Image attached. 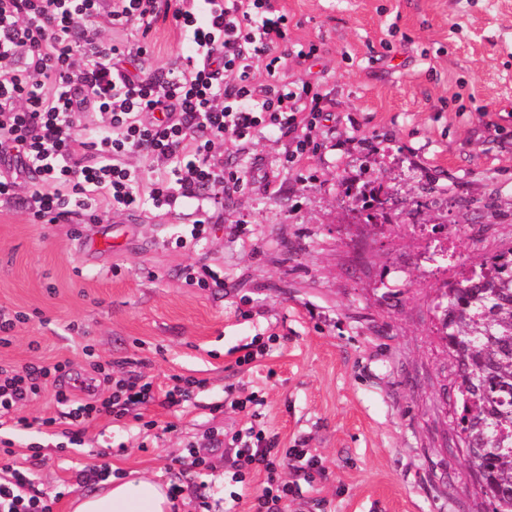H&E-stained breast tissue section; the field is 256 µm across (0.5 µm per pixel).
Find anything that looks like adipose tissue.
I'll list each match as a JSON object with an SVG mask.
<instances>
[{
    "label": "adipose tissue",
    "instance_id": "1",
    "mask_svg": "<svg viewBox=\"0 0 512 512\" xmlns=\"http://www.w3.org/2000/svg\"><path fill=\"white\" fill-rule=\"evenodd\" d=\"M167 485L150 479H110L103 488L78 496L73 512H173Z\"/></svg>",
    "mask_w": 512,
    "mask_h": 512
}]
</instances>
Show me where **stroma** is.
<instances>
[{"label": "stroma", "mask_w": 512, "mask_h": 512, "mask_svg": "<svg viewBox=\"0 0 512 512\" xmlns=\"http://www.w3.org/2000/svg\"><path fill=\"white\" fill-rule=\"evenodd\" d=\"M289 35L319 52L294 78L323 83L333 114L323 144L284 169L289 139L224 147L248 170L224 194V221L204 250L167 236L188 213L134 210L104 224H42L28 210L0 214V308L24 315L0 364L68 362L88 373L84 346L114 375L168 388L203 379L189 402L154 401L140 419L103 416L64 446L62 411L47 388L11 432L12 463L33 494L69 512L96 491L80 470L109 465L180 486L181 512H223L238 484L233 456L206 445L209 428L248 427L226 394L262 399L281 447L304 442L322 461L286 512H482L465 454L444 448L448 353L433 306L441 280L461 268H425L417 225L447 227L468 263L512 246V0H282ZM127 38L152 54L146 73L178 52L168 24ZM390 191L387 224L349 209L348 191ZM240 225L230 233V225ZM112 236L119 251L91 253ZM206 264L220 287H187ZM266 342L254 365L237 357ZM203 447L209 469L182 462Z\"/></svg>", "instance_id": "stroma-1"}]
</instances>
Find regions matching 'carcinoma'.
Returning <instances> with one entry per match:
<instances>
[{"label": "carcinoma", "instance_id": "obj_1", "mask_svg": "<svg viewBox=\"0 0 512 512\" xmlns=\"http://www.w3.org/2000/svg\"><path fill=\"white\" fill-rule=\"evenodd\" d=\"M452 359L454 424L476 493L512 512V247L461 273L434 306Z\"/></svg>", "mask_w": 512, "mask_h": 512}]
</instances>
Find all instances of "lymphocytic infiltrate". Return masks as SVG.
Returning a JSON list of instances; mask_svg holds the SVG:
<instances>
[{
  "label": "lymphocytic infiltrate",
  "instance_id": "1",
  "mask_svg": "<svg viewBox=\"0 0 512 512\" xmlns=\"http://www.w3.org/2000/svg\"><path fill=\"white\" fill-rule=\"evenodd\" d=\"M168 18L182 47L156 77L146 76L145 45L126 39ZM113 36L103 39L101 22ZM315 43L288 41V14L274 0H0V206L20 205L42 224H102L108 212L150 207L193 209L196 219L173 227L180 247L207 243L226 187L246 175L224 168L226 142L254 145L266 134L291 136L284 156L294 167L311 149L328 100L320 84L293 80L289 65L316 58ZM268 79L260 82L257 71ZM156 164L142 179L133 158ZM31 191L19 192L22 181ZM65 363L0 365V429H21L20 410L47 385L69 402ZM150 384L116 379L109 396L66 412L72 427L101 414L121 419L153 402ZM231 407L251 421L233 434L209 429L213 447L235 450L231 482L265 473L252 512H285L300 492L289 470L311 475L320 463L306 448H283L260 425L256 400ZM28 471L0 482V512H51L31 494Z\"/></svg>",
  "mask_w": 512,
  "mask_h": 512
}]
</instances>
